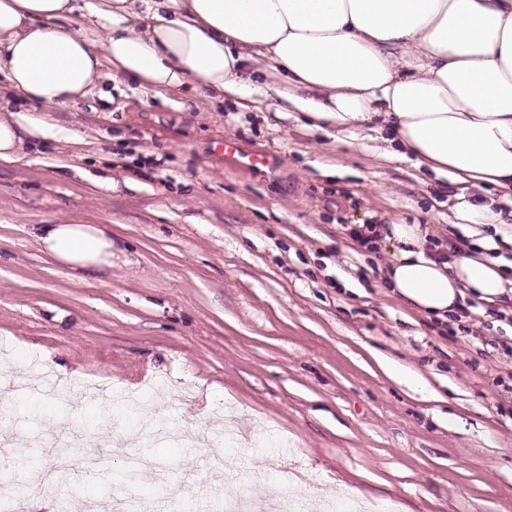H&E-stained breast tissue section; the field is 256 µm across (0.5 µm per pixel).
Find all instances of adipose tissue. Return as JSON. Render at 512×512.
Masks as SVG:
<instances>
[{
  "instance_id": "obj_1",
  "label": "adipose tissue",
  "mask_w": 512,
  "mask_h": 512,
  "mask_svg": "<svg viewBox=\"0 0 512 512\" xmlns=\"http://www.w3.org/2000/svg\"><path fill=\"white\" fill-rule=\"evenodd\" d=\"M0 75L43 108L0 110V161L50 136L48 112L105 79L162 97L189 84L237 104L260 86L351 149L493 187L497 205H461L493 234L449 259L430 249L429 229L379 225L384 286L441 320L467 294L512 302V270L486 253L494 239L512 243V0H0ZM34 231L72 270L112 264L99 225Z\"/></svg>"
}]
</instances>
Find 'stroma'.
Here are the masks:
<instances>
[{"mask_svg":"<svg viewBox=\"0 0 512 512\" xmlns=\"http://www.w3.org/2000/svg\"><path fill=\"white\" fill-rule=\"evenodd\" d=\"M52 120L59 139L0 161V378L25 384L0 415V459L22 461L33 432L107 437L95 476L69 474V512L112 499L110 474L144 461L160 473L135 496L155 512H224L237 493L512 512V314L467 296L448 320L422 316L383 288L385 243L352 235L398 218L454 253L475 231L460 200L493 189L336 145L259 102L174 105L131 83ZM227 140L263 151L264 172L225 162ZM67 219L106 229L111 266L82 279L43 251L33 225ZM209 419L240 444H181Z\"/></svg>","mask_w":512,"mask_h":512,"instance_id":"35a3bbf8","label":"stroma"}]
</instances>
